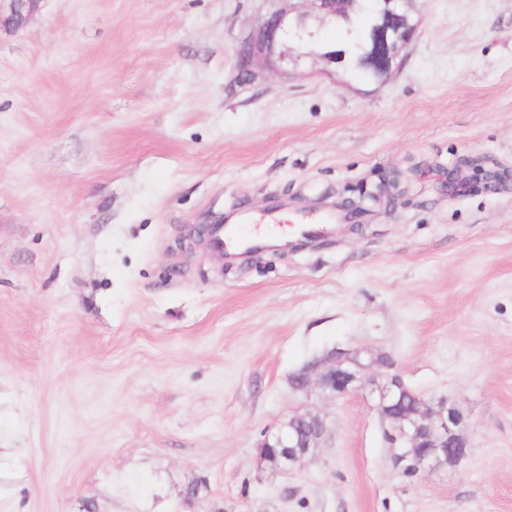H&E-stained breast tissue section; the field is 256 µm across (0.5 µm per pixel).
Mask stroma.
<instances>
[{
  "label": "stroma",
  "mask_w": 512,
  "mask_h": 512,
  "mask_svg": "<svg viewBox=\"0 0 512 512\" xmlns=\"http://www.w3.org/2000/svg\"><path fill=\"white\" fill-rule=\"evenodd\" d=\"M267 0H42L0 28V512H512V0H413L383 85L298 66L243 87ZM400 172L390 203L228 263L209 216L289 218ZM392 356L465 413L452 468L402 475L369 389L292 377ZM328 433L286 474L264 432ZM194 496H187L190 485ZM465 169L481 172L488 186L493 189H496L509 177L508 172L500 170L497 167L485 168L482 164L474 163L467 159H461L456 162L452 170L448 171V192L460 193L464 191L469 183V178L465 175Z\"/></svg>",
  "instance_id": "1"
}]
</instances>
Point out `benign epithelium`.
<instances>
[{"mask_svg": "<svg viewBox=\"0 0 512 512\" xmlns=\"http://www.w3.org/2000/svg\"><path fill=\"white\" fill-rule=\"evenodd\" d=\"M11 19L21 27L39 10L42 0H9ZM372 2L375 9L363 53L362 68L379 85L387 82L401 63V54L411 43L417 24L409 17V0H279V5L256 18L235 47V81L251 85L270 75L296 67L302 58L341 67L336 50L325 46L320 30L350 18ZM467 170L481 172L495 189L509 177L497 167H485L462 159L448 171V192L460 193L469 183ZM391 176L383 174L365 198L380 202L393 195ZM338 398L366 385L371 386L382 419L389 423L388 439L401 473L415 475L438 462L453 466L469 448L465 416L446 398L425 400L408 388L394 361L387 355L334 350L314 359L293 377V387L306 391L312 383ZM326 422L317 413L297 414L264 434L258 445L260 457L277 462L284 471L293 468L324 442Z\"/></svg>", "mask_w": 512, "mask_h": 512, "instance_id": "benign-epithelium-1", "label": "benign epithelium"}]
</instances>
